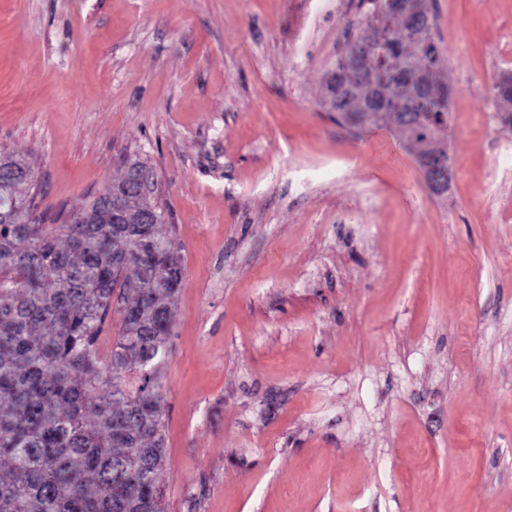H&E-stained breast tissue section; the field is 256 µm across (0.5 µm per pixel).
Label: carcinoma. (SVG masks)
Returning <instances> with one entry per match:
<instances>
[{
    "label": "carcinoma",
    "mask_w": 512,
    "mask_h": 512,
    "mask_svg": "<svg viewBox=\"0 0 512 512\" xmlns=\"http://www.w3.org/2000/svg\"><path fill=\"white\" fill-rule=\"evenodd\" d=\"M385 0H361L358 38L372 36L376 64L393 74L379 86L389 107L385 119L407 141L427 137L438 145L442 124L417 122L410 85L430 78L445 59L434 32L419 42L388 22L371 28ZM336 61L341 97L326 101L342 120L364 111L366 77L345 59ZM495 99L512 126V73ZM145 170L133 165L83 205L94 224H48L41 214H13L40 195L27 163L0 152V512H164V400L159 372L174 320L173 297L182 273L152 282L156 247L176 256L162 231L163 213L140 192ZM122 316L116 353L103 359L98 339L112 311Z\"/></svg>",
    "instance_id": "1"
}]
</instances>
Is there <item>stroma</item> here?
<instances>
[{"label":"stroma","instance_id":"obj_1","mask_svg":"<svg viewBox=\"0 0 512 512\" xmlns=\"http://www.w3.org/2000/svg\"><path fill=\"white\" fill-rule=\"evenodd\" d=\"M433 194L323 104L358 0H0V151L49 212L137 162L183 266L165 512H512V0H427ZM416 148V156L420 160V168L429 189L438 195L447 193L452 181V171L442 157L432 151L431 146L423 145Z\"/></svg>","mask_w":512,"mask_h":512}]
</instances>
